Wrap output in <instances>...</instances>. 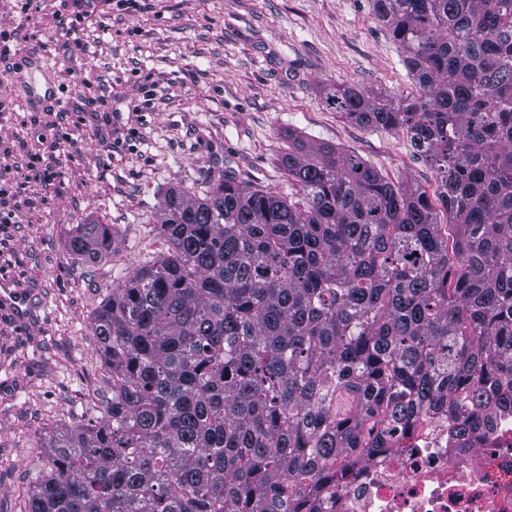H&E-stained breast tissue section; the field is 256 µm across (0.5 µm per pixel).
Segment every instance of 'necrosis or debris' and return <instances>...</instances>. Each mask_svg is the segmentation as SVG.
Here are the masks:
<instances>
[{"label":"necrosis or debris","mask_w":512,"mask_h":512,"mask_svg":"<svg viewBox=\"0 0 512 512\" xmlns=\"http://www.w3.org/2000/svg\"><path fill=\"white\" fill-rule=\"evenodd\" d=\"M321 512H512V414L495 417L490 440L461 448L447 417L431 416L358 464Z\"/></svg>","instance_id":"necrosis-or-debris-1"}]
</instances>
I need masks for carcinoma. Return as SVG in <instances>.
Wrapping results in <instances>:
<instances>
[{
  "label": "carcinoma",
  "instance_id": "carcinoma-1",
  "mask_svg": "<svg viewBox=\"0 0 512 512\" xmlns=\"http://www.w3.org/2000/svg\"><path fill=\"white\" fill-rule=\"evenodd\" d=\"M376 4L418 94L326 103L406 132L436 199L298 137L288 199L171 188L167 252L94 318L103 416L51 439L28 512H317L426 411L458 440L512 412V0ZM69 248L98 260L111 225Z\"/></svg>",
  "mask_w": 512,
  "mask_h": 512
}]
</instances>
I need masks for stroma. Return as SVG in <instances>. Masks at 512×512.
I'll list each match as a JSON object with an SVG mask.
<instances>
[{"label": "stroma", "mask_w": 512, "mask_h": 512, "mask_svg": "<svg viewBox=\"0 0 512 512\" xmlns=\"http://www.w3.org/2000/svg\"><path fill=\"white\" fill-rule=\"evenodd\" d=\"M90 19L62 30V0H0L12 56H44L62 106L25 105L0 64V177L27 181L0 226V512H28L52 435L100 419L109 390L94 317L112 285L168 249L157 229L165 192L199 191L228 172L290 194L289 136L365 158L389 181L435 193L433 170L406 134L348 121L327 107L336 86L414 95L374 0H142L123 10L88 0ZM61 177L28 181L31 154ZM108 224L114 244L93 263L68 242L76 225Z\"/></svg>", "instance_id": "obj_1"}]
</instances>
